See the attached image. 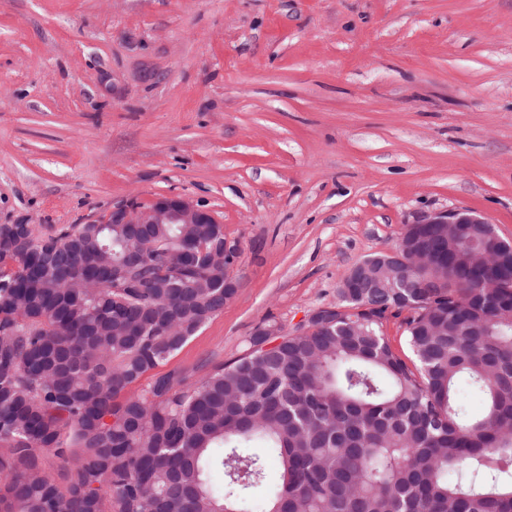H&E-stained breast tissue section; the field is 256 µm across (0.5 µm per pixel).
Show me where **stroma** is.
Returning a JSON list of instances; mask_svg holds the SVG:
<instances>
[{"mask_svg": "<svg viewBox=\"0 0 512 512\" xmlns=\"http://www.w3.org/2000/svg\"><path fill=\"white\" fill-rule=\"evenodd\" d=\"M164 195L240 247L163 366L192 381L336 306L422 215L512 239V0H0V221Z\"/></svg>", "mask_w": 512, "mask_h": 512, "instance_id": "1", "label": "stroma"}]
</instances>
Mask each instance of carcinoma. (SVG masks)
Segmentation results:
<instances>
[{
    "mask_svg": "<svg viewBox=\"0 0 512 512\" xmlns=\"http://www.w3.org/2000/svg\"><path fill=\"white\" fill-rule=\"evenodd\" d=\"M131 245L148 288L126 286ZM408 248L433 267L366 276L306 326H260L247 355L136 393L236 294L224 225L134 241L125 224H1L0 512H512V253L483 224H413Z\"/></svg>",
    "mask_w": 512,
    "mask_h": 512,
    "instance_id": "cac0c4a2",
    "label": "carcinoma"
}]
</instances>
